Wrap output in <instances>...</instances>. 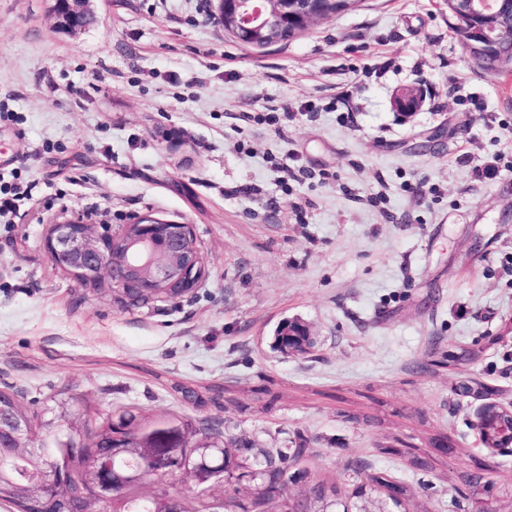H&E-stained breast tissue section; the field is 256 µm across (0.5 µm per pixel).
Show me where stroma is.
I'll return each instance as SVG.
<instances>
[{
  "mask_svg": "<svg viewBox=\"0 0 512 512\" xmlns=\"http://www.w3.org/2000/svg\"><path fill=\"white\" fill-rule=\"evenodd\" d=\"M213 5L90 0L72 33L53 0H0V181L35 185L0 218V390L41 419L77 399L88 428L130 410L306 445L267 512L320 483L346 494L358 460L425 512H475L461 494L483 472L512 512V447L475 428L485 404L512 408V71L475 66L443 0H360L265 49ZM406 86L424 96L409 118ZM144 214L193 225L191 293L133 305L44 249L56 220L116 235ZM286 319L308 353L275 348ZM466 348L480 359L449 365ZM468 377L492 395L460 393ZM162 490L199 512L253 485L133 493ZM423 95L418 87H408L397 92L393 98V107L403 116L411 117L421 107Z\"/></svg>",
  "mask_w": 512,
  "mask_h": 512,
  "instance_id": "35a3bbf8",
  "label": "stroma"
}]
</instances>
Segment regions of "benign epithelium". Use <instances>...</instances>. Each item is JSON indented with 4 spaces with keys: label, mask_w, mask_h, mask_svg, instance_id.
Masks as SVG:
<instances>
[{
    "label": "benign epithelium",
    "mask_w": 512,
    "mask_h": 512,
    "mask_svg": "<svg viewBox=\"0 0 512 512\" xmlns=\"http://www.w3.org/2000/svg\"><path fill=\"white\" fill-rule=\"evenodd\" d=\"M237 7L234 28L245 32L255 45L278 41L288 35V20L301 22L308 29L323 20L324 15L314 0H253L251 11H238L243 0H215L212 16L224 19V4ZM452 6L464 17L483 16V22L474 25L461 40L466 53L479 62L489 55L503 60L512 56V30L506 32L492 22L493 0H452ZM58 22L66 21L71 31L82 30L89 22L87 0H54ZM423 95L418 87L397 92L393 107L403 116L411 117L421 107ZM50 260L66 271L78 284L98 288L108 285L112 290L142 301H151L158 294L176 299L193 290L201 280L204 267L193 225L165 220L151 215L139 216L119 235L101 231L79 219H66L50 226L44 241ZM75 411L69 404L60 405L59 413L45 421L44 435H54L58 426L66 429L67 444L80 453L88 444L85 434L74 426ZM41 438L32 433L29 423L20 417L0 411V457L5 450L32 457L39 453ZM135 454L150 464L154 472L166 475L176 470L180 449L161 450L144 440L135 446ZM93 492L96 498L110 500L116 490H125L140 482L137 471L103 472L112 468V461L99 457L93 460ZM198 486L224 481V469L219 464L200 462L188 471ZM37 494L48 497L55 481V466L33 473Z\"/></svg>",
    "instance_id": "obj_1"
}]
</instances>
